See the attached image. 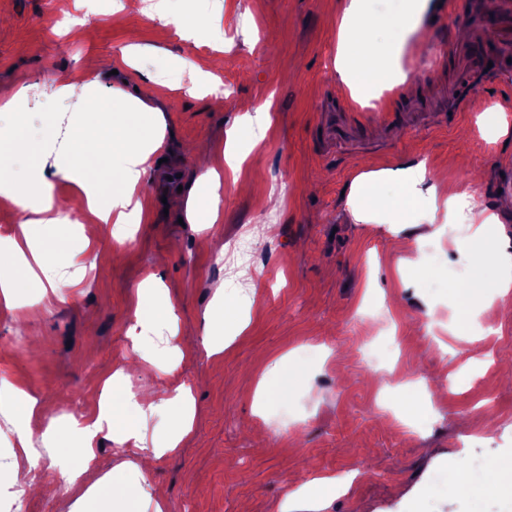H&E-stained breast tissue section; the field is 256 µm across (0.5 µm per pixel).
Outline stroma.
<instances>
[{
  "instance_id": "35a3bbf8",
  "label": "stroma",
  "mask_w": 512,
  "mask_h": 512,
  "mask_svg": "<svg viewBox=\"0 0 512 512\" xmlns=\"http://www.w3.org/2000/svg\"><path fill=\"white\" fill-rule=\"evenodd\" d=\"M344 0H176V11L205 17L206 37H186L139 13L89 16L85 25L52 27L60 0H0V84L36 85L58 71L103 74L100 93L156 72L165 139L159 173L194 180V157L243 154L240 178L222 172L218 230L179 224L155 182L140 188L144 219L133 236L112 225L81 255L85 269L66 302L25 289L19 309L0 307V376L36 397L43 418H82L100 401V379L128 360L129 314L136 292L155 275L176 303L175 345L192 344L170 387H190L194 434L153 467L166 512H280L284 496L316 475L353 474L326 512H512L497 494L432 495L440 473L464 464L482 475L488 457L512 461V294L499 296L495 257L485 287L471 285L470 229L446 223L428 246L408 244L387 226L353 223L345 192L363 172L425 161L429 179L453 193L483 172L484 200L512 174V137L489 143L478 118L512 108V84L472 74L478 98L459 107L451 61L418 60L425 79L411 95L370 112L338 89L333 74ZM132 43L157 45L200 60L218 58L222 98L191 96L189 77L140 72L121 58ZM446 97L420 123L411 100ZM271 102V123L253 142L242 117ZM346 110L354 136L326 155L317 122L327 106ZM283 196L272 207L270 194ZM269 225L257 261L236 252L253 227ZM225 281L221 359L209 358L201 333ZM463 298L449 304V289ZM248 319L238 330V319ZM385 359L371 362L368 350ZM262 414L249 393L272 365ZM460 384L450 387L449 375Z\"/></svg>"
}]
</instances>
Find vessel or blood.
Returning a JSON list of instances; mask_svg holds the SVG:
<instances>
[{
  "label": "vessel or blood",
  "instance_id": "vessel-or-blood-1",
  "mask_svg": "<svg viewBox=\"0 0 512 512\" xmlns=\"http://www.w3.org/2000/svg\"><path fill=\"white\" fill-rule=\"evenodd\" d=\"M466 22L469 39L453 53L460 79L484 70L494 78L512 72V0H499L498 14L492 19L477 0H470Z\"/></svg>",
  "mask_w": 512,
  "mask_h": 512
}]
</instances>
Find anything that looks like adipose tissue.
Listing matches in <instances>:
<instances>
[{"label": "adipose tissue", "mask_w": 512, "mask_h": 512, "mask_svg": "<svg viewBox=\"0 0 512 512\" xmlns=\"http://www.w3.org/2000/svg\"><path fill=\"white\" fill-rule=\"evenodd\" d=\"M432 0H349L336 22L337 53L335 72L355 100L371 96L379 86L410 93L421 76L420 70L404 67L405 54L423 57L426 48V19ZM133 9L173 26L177 31L196 36L205 31L201 19H187L162 6H147L146 0H119L113 9ZM379 13L389 38L382 47V59L366 67L362 58L372 50L370 13ZM100 79L92 72L60 73L46 79L41 94L50 101L91 102L101 115L121 117L112 135L115 149L103 151L97 135L82 128L67 136L69 161L57 166L56 176L77 182L84 191V203L61 207L48 194L46 165L49 150L59 135L58 118L46 111L33 130L15 126L17 116L28 112L30 94L25 86H0V127H7L8 137H0V196L16 203L24 213L21 233L0 236V305L14 309L20 288L37 284L50 290L54 301L66 299L69 283L57 275L43 259L44 243L59 236L68 227L78 235L67 244L68 254L83 252L96 238L100 227L113 223V235L125 239L130 225L141 223L142 203L138 195L141 182L155 169V153L164 140L160 126L143 127L148 103L158 99V81L145 74L136 93L98 94ZM220 174L207 161L197 164V175L188 191L191 218L214 226L219 220L218 190ZM346 207L354 222L388 224L418 242L416 223L434 227L438 214L454 223L473 228L479 241L501 235L504 212L512 210V198L483 204L476 189L465 187L451 198L442 200L435 186L429 185L424 162L409 163L398 169L371 170L357 176L346 197ZM422 209L420 221H412L415 209ZM138 301L131 311L130 353L137 368L152 367L161 374L170 373L186 351L160 343L159 336L177 334L176 306L164 289L152 284L140 285ZM132 374L116 370L104 380L112 391L111 406H98L82 420L49 422L33 428L39 413L36 398L17 388L8 378L0 377V415L12 427L17 450L0 459V502L5 506L20 504L34 486L53 490L63 483L71 492L70 512H92L91 501L104 497L105 512H165L163 490L154 485L151 471L155 461L176 452L193 433L196 407L190 389L178 387L169 397L152 389L132 391ZM138 449L139 457L124 462L112 471L97 474L95 444L99 438ZM462 467L456 466L431 486L434 494H455L469 490L475 482ZM479 482L482 491L512 492V462L493 458L486 463V475ZM350 482L336 476H314L283 499L280 512H295L302 500L326 504L347 492Z\"/></svg>", "instance_id": "1"}]
</instances>
